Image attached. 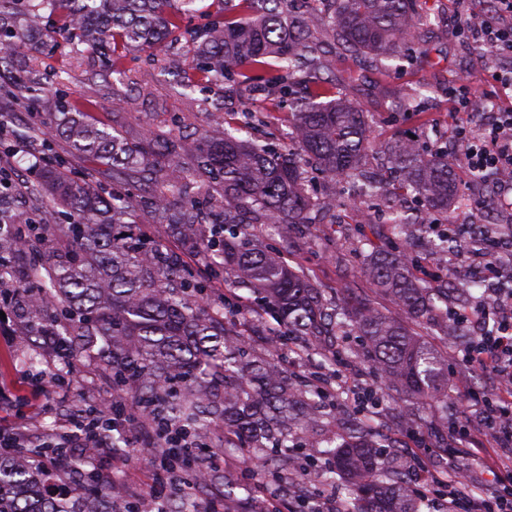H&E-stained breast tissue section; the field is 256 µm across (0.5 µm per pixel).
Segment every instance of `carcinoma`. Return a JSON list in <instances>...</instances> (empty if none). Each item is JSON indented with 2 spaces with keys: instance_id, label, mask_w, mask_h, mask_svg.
<instances>
[{
  "instance_id": "carcinoma-1",
  "label": "carcinoma",
  "mask_w": 512,
  "mask_h": 512,
  "mask_svg": "<svg viewBox=\"0 0 512 512\" xmlns=\"http://www.w3.org/2000/svg\"><path fill=\"white\" fill-rule=\"evenodd\" d=\"M27 2L23 25L19 0H0V71L13 69L12 42L40 33L102 53L119 46L152 50L182 30L193 0ZM293 2L239 0L188 41L197 60L190 86L203 89L212 80L234 86L241 76L258 84L280 73L277 92L294 108L286 148L238 137L247 121L190 143L172 129L127 138L65 105L45 83L40 90L54 111L20 133L13 111L35 90V77L0 85V147L38 158L35 179L20 191L0 179V302L20 318L17 335L30 347L27 360H37L45 340L54 339L74 356L97 358L113 386L153 405L158 422L177 433L194 439L219 421L224 442L246 439L262 451L288 447L299 422L315 421L301 409L319 393L288 382L271 362L230 355L256 327L272 335L283 328L303 340H338L355 330L368 340L369 362L408 407L448 401V364L423 337L364 298L336 309L314 281L252 247L243 234L244 224L305 225L315 208L335 211L336 196L313 199L310 168L355 188L365 203L382 198L388 186L428 214L459 203L448 151L412 138L376 145L364 112L317 75L328 61L308 34L306 7ZM330 2L335 7L326 26L341 47L386 60L416 51L410 40L423 19L418 0ZM53 136L84 163L80 173L54 158ZM375 153L384 157L379 178L366 170ZM105 168L123 174L127 187L102 186L98 175ZM144 182L154 186L149 196L136 192ZM17 197L28 202V214L3 219ZM141 210L180 248L134 231L128 219ZM187 253L201 257L207 276L195 278ZM228 272L245 276L257 311L238 329L224 321L225 299L212 298L205 307L195 300L211 294L213 281ZM369 275L416 318L448 303V289L413 280L403 257H378ZM340 439L328 450L325 476L353 486L345 512H420L395 453L362 428ZM42 453L0 455V512H112V490L88 493L69 464L45 470Z\"/></svg>"
}]
</instances>
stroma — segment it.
I'll return each mask as SVG.
<instances>
[{
    "mask_svg": "<svg viewBox=\"0 0 512 512\" xmlns=\"http://www.w3.org/2000/svg\"><path fill=\"white\" fill-rule=\"evenodd\" d=\"M421 5L429 23L414 31L413 41L420 44L422 53L418 59L402 62L397 70L389 68L387 61L356 57L342 50L325 26L323 5H316L308 16L309 31L326 51L337 90L358 104L372 139L380 144L422 134L439 146H452L455 132L450 118L453 106L449 88L465 82L474 96L486 99L491 95L486 74L494 61L474 42L460 37L458 15L464 10L483 14L493 9V0H421ZM12 53L17 64L32 66L38 78L60 82L70 104L86 108L97 120L120 132L142 133L176 125L183 134L192 136L219 128L225 113L248 109L253 113L251 138L263 144L277 141L293 120L289 103L279 101L265 88L239 85L231 90L225 83L215 82L202 91L187 89L185 78L193 74L196 61L182 41L151 52L120 51L110 60L90 50L74 52L60 37L48 40L38 49L28 41H18ZM110 63L126 71L128 78L114 81L112 93L105 96L92 82L91 75ZM418 92L424 95L421 112L396 111L399 98ZM454 170L466 205L453 208L448 217L432 216L427 224L395 230L385 221L384 202L376 201L353 218L346 217L341 208L332 217L315 214L313 224L300 229L246 225L252 243L279 256L288 267L304 272L337 305H344L353 292L371 300L394 319L406 321L447 359L448 392L454 400L450 407L433 403L422 408L419 416L407 415L394 391L364 359L366 339L354 331L337 342L339 361L334 365L320 356L327 338L307 343L309 357L298 365L294 362V346L285 337L274 338L263 332L250 337L245 359L275 360L290 380L312 389L324 379L337 378L342 384L336 399L321 400L316 429L299 434L291 442L287 450L293 459L291 469L283 478H269L263 490L255 491V498L265 502L270 512H281L291 498H311L322 491L343 500L351 498L347 484L324 482L318 471L309 466L313 460L326 462L325 440L339 423L362 424L403 457L407 454L409 430L421 428L428 437L439 439L447 435L449 422L459 419L467 391L481 393L493 388L488 374L467 366L458 357V343L446 334L449 313L482 302L484 287L491 278L473 258L460 257L453 250L439 254L434 246L447 238L453 222L469 225L474 234L493 231L498 225L511 222L512 191L473 182L462 164H455ZM381 248L396 255L410 250L413 274L435 278L438 287L447 289V311L436 313L427 323L406 318L401 308L378 291L365 274L372 256ZM16 328L14 315L0 320V394L12 400L11 406L0 408L1 427L23 424L35 435L63 433L72 430L85 404L111 399L112 383L99 362L77 357L72 361L68 392L57 400L50 413H42L43 398L36 384L20 380L21 373L29 371L30 366L22 360L27 345L16 338ZM134 437V443L120 452L128 464L120 487L114 492L116 512L137 501L150 475L148 433L140 427ZM223 440L224 428L219 423L198 439L202 450L222 447L223 455L216 461L221 478L182 493L188 512H207L211 498L224 492L223 477L240 479L242 471L258 460L257 452L251 449L223 448Z\"/></svg>",
    "mask_w": 512,
    "mask_h": 512,
    "instance_id": "stroma-1",
    "label": "stroma"
}]
</instances>
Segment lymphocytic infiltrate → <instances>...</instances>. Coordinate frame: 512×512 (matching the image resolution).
<instances>
[{"label": "lymphocytic infiltrate", "instance_id": "lymphocytic-infiltrate-1", "mask_svg": "<svg viewBox=\"0 0 512 512\" xmlns=\"http://www.w3.org/2000/svg\"><path fill=\"white\" fill-rule=\"evenodd\" d=\"M490 36L481 43L482 48L497 59H512V0H495L491 13L482 19ZM470 89L460 85L453 89L450 98L454 108L465 114L466 120L456 129V159L462 160L468 173L507 163L512 166V108H496L490 121H472L468 118ZM496 313L499 326L495 333L478 336L462 349L467 365L491 372L497 382L496 390L489 394L467 393L466 401L479 415L478 424L461 419L448 428V458L472 459L485 477L481 494H471L462 481L450 480L447 473L438 470L424 448L430 447V438L410 432L412 449L408 454L410 469L417 475L415 492L420 499L431 500L440 496L447 512H512V460L496 456L499 448H512V306L497 307L496 303L480 304L457 313L456 318L465 323L483 320L488 313ZM128 417L109 416L108 434H90L81 430L70 432L64 440L48 437L32 441L20 428L0 429V453H10L32 445L47 448L41 464L44 468L56 467L57 457L52 448H73L82 445L98 453L111 451L108 435L125 429ZM174 442L168 435H154L148 450L151 458L152 478L145 488L151 501H159L168 489H185L189 483L181 466L172 458Z\"/></svg>", "mask_w": 512, "mask_h": 512}]
</instances>
